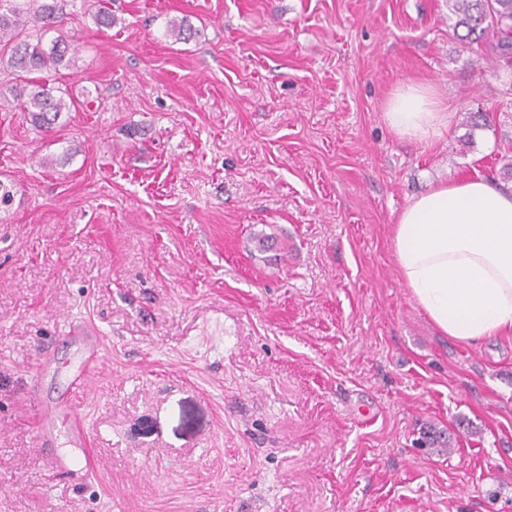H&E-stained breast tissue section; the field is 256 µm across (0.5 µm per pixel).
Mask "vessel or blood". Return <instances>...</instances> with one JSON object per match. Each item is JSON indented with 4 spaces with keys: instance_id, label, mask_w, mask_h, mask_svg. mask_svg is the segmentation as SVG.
I'll list each match as a JSON object with an SVG mask.
<instances>
[{
    "instance_id": "b4317fda",
    "label": "vessel or blood",
    "mask_w": 512,
    "mask_h": 512,
    "mask_svg": "<svg viewBox=\"0 0 512 512\" xmlns=\"http://www.w3.org/2000/svg\"><path fill=\"white\" fill-rule=\"evenodd\" d=\"M69 339L81 346L82 359L72 381L69 397L55 402H40L36 427L39 443L44 453L53 462L54 470L70 480L87 483L94 470L90 453V437L76 402L86 392V383L99 369L102 338L90 324L72 321L65 329ZM66 441L72 453L59 455V441Z\"/></svg>"
}]
</instances>
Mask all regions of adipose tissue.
<instances>
[{
	"label": "adipose tissue",
	"mask_w": 512,
	"mask_h": 512,
	"mask_svg": "<svg viewBox=\"0 0 512 512\" xmlns=\"http://www.w3.org/2000/svg\"><path fill=\"white\" fill-rule=\"evenodd\" d=\"M451 118L416 83L394 89L384 112L394 134L423 144ZM391 240L402 282L443 335L470 344L512 334V185L476 173L437 184L397 215Z\"/></svg>",
	"instance_id": "ef3b65f1"
}]
</instances>
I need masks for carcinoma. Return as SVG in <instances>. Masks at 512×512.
<instances>
[{"instance_id": "carcinoma-1", "label": "carcinoma", "mask_w": 512, "mask_h": 512, "mask_svg": "<svg viewBox=\"0 0 512 512\" xmlns=\"http://www.w3.org/2000/svg\"><path fill=\"white\" fill-rule=\"evenodd\" d=\"M448 8L457 16L455 26L466 29L465 38L492 39L501 54H512V0H448ZM55 9L42 3L29 15L16 0H0L1 65L25 75L68 67L71 46L62 36L43 47V38L57 24ZM12 91L39 128L55 125L67 109L63 99L33 80Z\"/></svg>"}]
</instances>
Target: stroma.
Segmentation results:
<instances>
[{
  "label": "stroma",
  "instance_id": "obj_1",
  "mask_svg": "<svg viewBox=\"0 0 512 512\" xmlns=\"http://www.w3.org/2000/svg\"><path fill=\"white\" fill-rule=\"evenodd\" d=\"M57 4L70 110L35 127L0 70V512H512V336L441 335L391 242L430 184L501 183L512 58L448 0ZM407 82L453 114L434 143L383 119ZM72 320L103 338L83 485L36 431L67 371L29 387Z\"/></svg>",
  "mask_w": 512,
  "mask_h": 512
}]
</instances>
